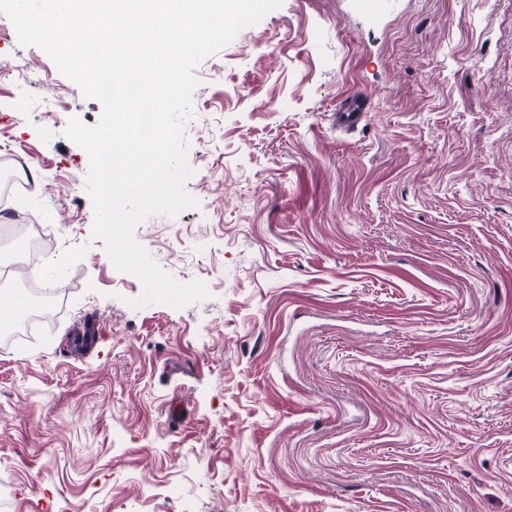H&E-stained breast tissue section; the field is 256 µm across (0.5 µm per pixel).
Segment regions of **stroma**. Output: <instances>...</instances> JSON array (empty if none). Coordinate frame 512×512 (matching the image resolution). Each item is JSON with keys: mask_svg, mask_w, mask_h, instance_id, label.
<instances>
[{"mask_svg": "<svg viewBox=\"0 0 512 512\" xmlns=\"http://www.w3.org/2000/svg\"><path fill=\"white\" fill-rule=\"evenodd\" d=\"M195 74L199 205L135 236L210 297L133 309L101 104L0 14V227L59 298L0 344V512H512V0H284Z\"/></svg>", "mask_w": 512, "mask_h": 512, "instance_id": "1", "label": "stroma"}]
</instances>
